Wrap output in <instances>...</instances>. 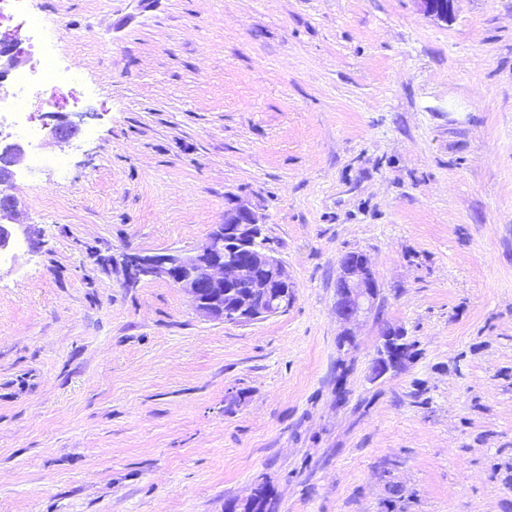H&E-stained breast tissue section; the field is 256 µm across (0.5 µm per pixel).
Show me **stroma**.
Returning a JSON list of instances; mask_svg holds the SVG:
<instances>
[{"mask_svg": "<svg viewBox=\"0 0 512 512\" xmlns=\"http://www.w3.org/2000/svg\"><path fill=\"white\" fill-rule=\"evenodd\" d=\"M34 3L94 135L9 187L0 512H224L262 483L274 512H512V0ZM239 199L286 312L126 284L124 253L199 249ZM349 252L380 295L347 327ZM388 326L411 355L374 381Z\"/></svg>", "mask_w": 512, "mask_h": 512, "instance_id": "1", "label": "stroma"}]
</instances>
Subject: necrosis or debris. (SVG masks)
<instances>
[{
    "instance_id": "4bbe7bcc",
    "label": "necrosis or debris",
    "mask_w": 512,
    "mask_h": 512,
    "mask_svg": "<svg viewBox=\"0 0 512 512\" xmlns=\"http://www.w3.org/2000/svg\"><path fill=\"white\" fill-rule=\"evenodd\" d=\"M30 2L0 0V45L28 61L21 69H0V143L33 147L47 134L46 118L79 106L84 85L80 73L47 43L46 19ZM59 87L66 88L65 98L51 96Z\"/></svg>"
}]
</instances>
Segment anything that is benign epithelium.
Listing matches in <instances>:
<instances>
[{
  "instance_id": "7a95c632",
  "label": "benign epithelium",
  "mask_w": 512,
  "mask_h": 512,
  "mask_svg": "<svg viewBox=\"0 0 512 512\" xmlns=\"http://www.w3.org/2000/svg\"><path fill=\"white\" fill-rule=\"evenodd\" d=\"M429 16L446 21L453 0H420ZM78 133L77 123L66 121L53 127L52 136L66 143ZM25 155L23 147L8 144L0 155V184L8 186L12 167L19 165ZM17 200L0 194V251L10 246L11 220ZM259 217L251 206L238 200L224 212V223L211 231L208 243L198 251L167 249L159 252H128L122 264L135 279L165 278L189 296L201 315L213 320L232 323H251L275 315L288 306L294 296L295 284L288 276L282 261L268 249L251 250L259 237ZM249 253L245 260L233 257ZM336 279V316L346 324L358 322L372 311L379 286L370 263L363 254L341 258ZM405 358L402 336L390 332L381 348L372 376L379 379L398 368Z\"/></svg>"
}]
</instances>
